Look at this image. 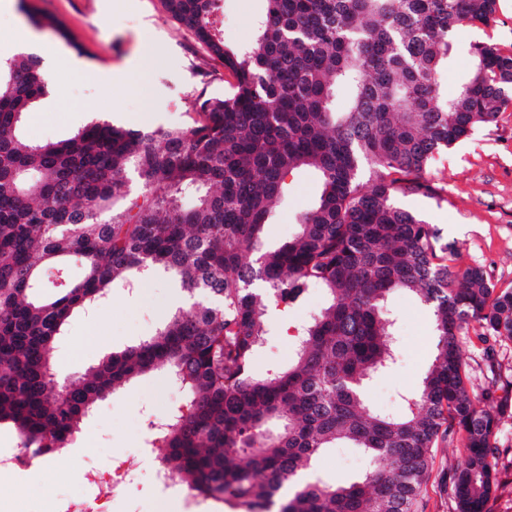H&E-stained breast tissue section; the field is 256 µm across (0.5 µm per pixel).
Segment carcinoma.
I'll return each instance as SVG.
<instances>
[{"label": "carcinoma", "mask_w": 512, "mask_h": 512, "mask_svg": "<svg viewBox=\"0 0 512 512\" xmlns=\"http://www.w3.org/2000/svg\"><path fill=\"white\" fill-rule=\"evenodd\" d=\"M216 2L162 0L236 79L186 126L92 121L27 143L49 73L32 54L0 58V426L19 453L48 458L75 443L97 401L164 368L187 398L149 431L165 449L159 466L196 496L244 512H419L435 449L455 439L456 512H486L495 431L512 402L495 359L512 343V288L454 265L455 244L398 199L440 197L437 156L512 109V52L493 44L470 47L453 95L441 83L456 27L489 26L500 0H267L237 50L215 26ZM300 168L316 171L321 194L269 249L268 215ZM160 273L192 305L79 379L61 378L54 345L70 318ZM311 285L329 305L302 325L288 366L254 376L269 308L300 307ZM396 293L431 307L436 336L398 418L366 400L397 356L386 307ZM465 343L492 373L477 392ZM342 443L367 456L362 476L301 482Z\"/></svg>", "instance_id": "carcinoma-1"}]
</instances>
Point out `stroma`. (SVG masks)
<instances>
[{
	"instance_id": "stroma-1",
	"label": "stroma",
	"mask_w": 512,
	"mask_h": 512,
	"mask_svg": "<svg viewBox=\"0 0 512 512\" xmlns=\"http://www.w3.org/2000/svg\"><path fill=\"white\" fill-rule=\"evenodd\" d=\"M265 10L266 0H219L216 21L225 46L248 45L253 23ZM35 16L56 18L66 35L36 27L31 22ZM20 28L36 40L57 44L63 52L50 72L48 94L27 123L25 139L32 143L68 138L94 118L133 129L187 125L196 117L199 94L221 98L231 89L232 76L165 12L161 0H0L1 57L7 56V45ZM477 42L512 51V0H500L498 19L491 26L464 23L457 27L454 57L442 74L445 91H455L470 66L469 49ZM72 57L95 67V74L71 68ZM434 178L442 188L441 200L408 197L400 199V206L455 243L461 266H481L497 287H511L512 111L501 114L495 124L476 128L442 154ZM287 182L285 199L268 226L266 244L271 248L295 233L297 215L320 193L313 170L295 171ZM181 299L178 284L166 275L132 293L114 289L92 315L73 318L66 335L57 341L56 353L64 358L58 366L60 375L78 378L108 354L154 335ZM326 303L323 289L314 285L301 308L286 314L272 310L273 333L255 356V374L265 373L270 364L287 363L288 327L302 324ZM390 304L400 313L397 362L370 382L367 395L374 409L396 417L403 412L402 394L417 389L432 364L433 314L429 306L405 293L392 296ZM184 399L183 390L170 384L162 369L117 389L97 403L82 426L79 441L89 462L108 468L116 457L141 461L147 446L144 420L168 414ZM496 438L505 454L498 464V489L486 512H512V411L502 418ZM460 460L455 442L437 448L434 476L421 493L424 512H454L438 475ZM365 462L359 449L334 448L321 455L314 474L328 482H347L363 472ZM0 492L10 497L17 512H36L41 503L83 495L87 489L74 454L66 448L32 462L26 478L1 472Z\"/></svg>"
}]
</instances>
